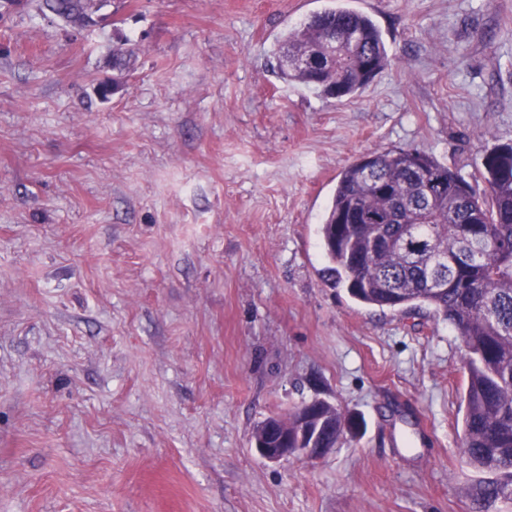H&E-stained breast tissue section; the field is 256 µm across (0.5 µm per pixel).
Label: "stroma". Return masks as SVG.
<instances>
[{
  "label": "stroma",
  "instance_id": "obj_1",
  "mask_svg": "<svg viewBox=\"0 0 512 512\" xmlns=\"http://www.w3.org/2000/svg\"><path fill=\"white\" fill-rule=\"evenodd\" d=\"M335 6L394 57L342 100L274 56ZM504 143L512 0H0V512H512L467 493L455 328L329 287L318 236L357 157ZM316 399L359 431L254 452Z\"/></svg>",
  "mask_w": 512,
  "mask_h": 512
}]
</instances>
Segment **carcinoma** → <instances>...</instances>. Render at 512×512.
<instances>
[{
  "label": "carcinoma",
  "mask_w": 512,
  "mask_h": 512,
  "mask_svg": "<svg viewBox=\"0 0 512 512\" xmlns=\"http://www.w3.org/2000/svg\"><path fill=\"white\" fill-rule=\"evenodd\" d=\"M65 18L81 0H45ZM316 61L303 68L299 58ZM280 77L341 100L391 65L373 19L345 8L309 16L279 40ZM484 195L458 171L418 150H376L339 174L319 225L324 281L374 308H426L461 337L467 381L465 463L490 478L468 489L512 501V145L492 148L477 168ZM442 184L432 199L427 185ZM288 447L331 448L354 416L315 400L278 417Z\"/></svg>",
  "instance_id": "obj_1"
}]
</instances>
